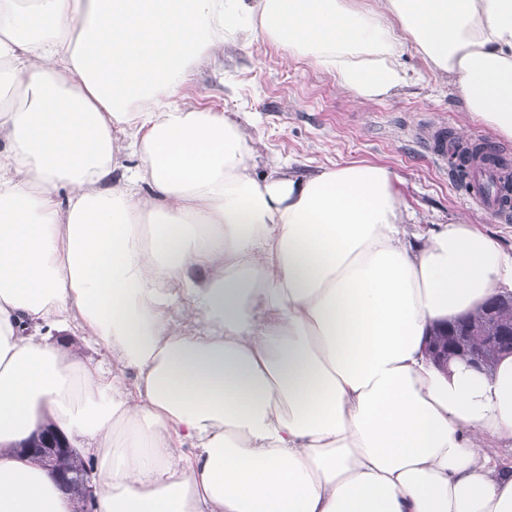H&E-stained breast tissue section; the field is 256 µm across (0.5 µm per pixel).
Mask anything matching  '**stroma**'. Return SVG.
Returning a JSON list of instances; mask_svg holds the SVG:
<instances>
[{"label": "stroma", "instance_id": "35a3bbf8", "mask_svg": "<svg viewBox=\"0 0 512 512\" xmlns=\"http://www.w3.org/2000/svg\"><path fill=\"white\" fill-rule=\"evenodd\" d=\"M401 63L412 83L365 103L310 59L288 56L263 40L228 42L216 60L193 70L181 94L185 102L238 122L254 147V175L277 167L305 177L347 162L382 165L395 176L408 232L463 220L512 250V216L469 202L467 176L434 164L427 138L442 125L449 139L481 138L511 155L512 139L465 112L448 76L430 69L413 45H405Z\"/></svg>", "mask_w": 512, "mask_h": 512}]
</instances>
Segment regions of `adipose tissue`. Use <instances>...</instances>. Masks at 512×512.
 Returning <instances> with one entry per match:
<instances>
[{
  "instance_id": "ef3b65f1",
  "label": "adipose tissue",
  "mask_w": 512,
  "mask_h": 512,
  "mask_svg": "<svg viewBox=\"0 0 512 512\" xmlns=\"http://www.w3.org/2000/svg\"><path fill=\"white\" fill-rule=\"evenodd\" d=\"M378 3L0 0V512H72L15 453L48 421L93 512H512V356L423 350L512 292V251L409 235L382 165L254 178L239 124L180 99L263 37L374 102L409 42L512 139V0Z\"/></svg>"
}]
</instances>
